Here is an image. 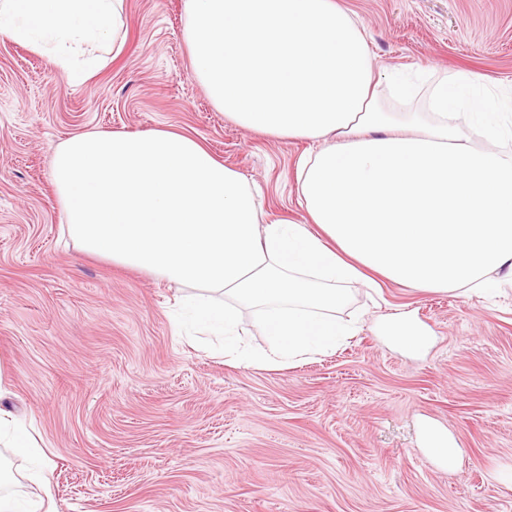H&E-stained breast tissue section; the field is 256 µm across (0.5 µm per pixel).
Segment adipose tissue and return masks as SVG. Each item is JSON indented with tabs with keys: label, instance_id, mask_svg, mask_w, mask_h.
<instances>
[{
	"label": "adipose tissue",
	"instance_id": "obj_1",
	"mask_svg": "<svg viewBox=\"0 0 512 512\" xmlns=\"http://www.w3.org/2000/svg\"><path fill=\"white\" fill-rule=\"evenodd\" d=\"M122 0H0V33L91 78L120 54ZM191 70L225 118L315 149L295 170L302 224H266L253 188L197 140L166 130L86 132L56 150L52 176L69 237L83 250L189 289L182 326L222 338L225 355L271 367L333 350L356 323L337 321L345 284L366 271L452 293L512 280V156L475 147L463 111L500 136L478 80L443 76L420 112L400 111L414 83L386 78L364 28L336 0H186ZM257 312L270 352L237 343L238 304ZM31 497L0 512H53L34 469Z\"/></svg>",
	"mask_w": 512,
	"mask_h": 512
}]
</instances>
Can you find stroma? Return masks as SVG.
Masks as SVG:
<instances>
[{
	"label": "stroma",
	"mask_w": 512,
	"mask_h": 512,
	"mask_svg": "<svg viewBox=\"0 0 512 512\" xmlns=\"http://www.w3.org/2000/svg\"><path fill=\"white\" fill-rule=\"evenodd\" d=\"M383 74H478L512 122V0H339ZM125 46L85 83L0 34V411L44 454L54 512H512V284L434 293L350 283L336 351L233 364L177 336L165 281L62 238L54 150L91 131L202 142L258 187L267 224L303 223L306 141L225 120L193 75L185 0H124ZM423 327L407 355L380 333ZM436 429L453 466L428 450ZM0 496L31 493L0 446Z\"/></svg>",
	"instance_id": "obj_1"
}]
</instances>
